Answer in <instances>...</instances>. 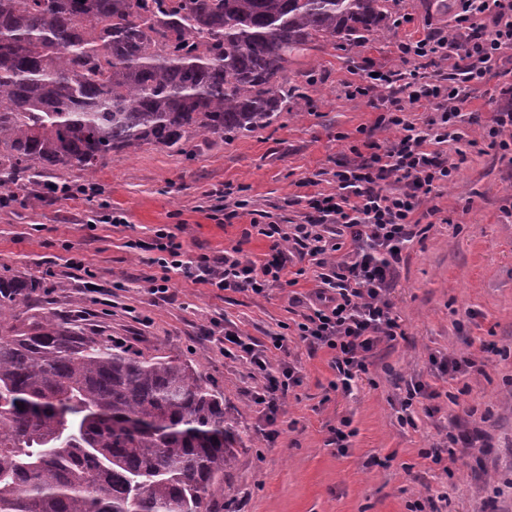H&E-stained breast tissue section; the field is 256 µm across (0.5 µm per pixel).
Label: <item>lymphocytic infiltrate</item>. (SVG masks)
<instances>
[{
    "mask_svg": "<svg viewBox=\"0 0 512 512\" xmlns=\"http://www.w3.org/2000/svg\"><path fill=\"white\" fill-rule=\"evenodd\" d=\"M454 22L450 33L433 31L399 42L400 69L381 70L369 84L351 85L353 96L381 93L378 123L399 136L336 171V194L308 195L304 223L288 233L273 222L260 227V234L273 241L260 260L234 248L188 261L176 236L157 230L151 248L161 273L151 277V293L166 295L176 272L210 288L261 294L288 277L293 257L309 258L319 269V285L310 294L298 335L310 352H332L336 379L331 387L350 392L367 373L378 344L397 337L400 325L390 293L403 252L418 234L415 213L452 179L456 166L443 147L462 141L458 119L468 89L493 73L502 81L483 137L491 148L512 155V74L504 67L512 50V0H458ZM444 61L451 67L448 74L428 76L426 66ZM422 101L432 105L433 114L420 128L408 119L407 107ZM222 342L224 354L240 352L253 371L266 375L268 384L255 401L264 406L267 421H274L281 395L300 382L294 367L271 374L267 346L238 330L225 329Z\"/></svg>",
    "mask_w": 512,
    "mask_h": 512,
    "instance_id": "f902f5d3",
    "label": "lymphocytic infiltrate"
}]
</instances>
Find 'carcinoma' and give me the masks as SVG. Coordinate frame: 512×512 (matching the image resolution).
I'll return each instance as SVG.
<instances>
[{
    "label": "carcinoma",
    "instance_id": "cac0c4a2",
    "mask_svg": "<svg viewBox=\"0 0 512 512\" xmlns=\"http://www.w3.org/2000/svg\"><path fill=\"white\" fill-rule=\"evenodd\" d=\"M402 0H0V185L271 126L304 52ZM0 278V512H218L234 419L200 372L145 358Z\"/></svg>",
    "mask_w": 512,
    "mask_h": 512
}]
</instances>
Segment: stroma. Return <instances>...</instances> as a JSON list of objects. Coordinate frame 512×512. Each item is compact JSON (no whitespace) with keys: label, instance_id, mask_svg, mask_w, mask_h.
<instances>
[{"label":"stroma","instance_id":"obj_1","mask_svg":"<svg viewBox=\"0 0 512 512\" xmlns=\"http://www.w3.org/2000/svg\"><path fill=\"white\" fill-rule=\"evenodd\" d=\"M438 2L403 0L385 35L308 51L285 74L306 98L272 127L232 141L197 137L181 152L145 145L112 154L92 173L32 169L8 188L15 200L0 209V277L36 282L31 312L62 313L133 351L192 364L223 394L227 411L241 412L223 512H409L426 487L443 482L447 512H512L511 161L468 150L453 181L424 202L423 232L405 251L391 294L403 334L378 346L348 394L330 387L331 353H309L298 338L315 266L297 285L260 295L176 274L161 300L148 291V278L159 272L151 252L127 247L152 242L164 228L189 260L234 247L263 258L271 241L252 231L251 211L268 213L285 230L304 222L302 181L335 192L340 164L367 143L394 138L378 125L372 98L348 96L345 84L400 68L399 41L447 30L457 3L442 11ZM497 83L487 77L463 104L460 127L469 137L493 111ZM60 181L92 183L98 193L45 194L46 184ZM241 200L246 216L225 223V206ZM108 207L122 211L127 225L98 222ZM74 258L95 272L99 291L86 289L69 265ZM224 322L267 345L272 368L288 363L301 376L282 399L275 440L265 437L263 408L253 400L264 379L245 359L220 351L215 332ZM272 333L287 337V351L269 347ZM450 355L473 356L476 371L439 383V413L427 415L416 403L407 411L411 421H402L408 384L437 383L435 363ZM344 422L353 435L341 453L331 440ZM455 422L480 432L484 445L458 454L445 479L421 452L442 445Z\"/></svg>","mask_w":512,"mask_h":512}]
</instances>
